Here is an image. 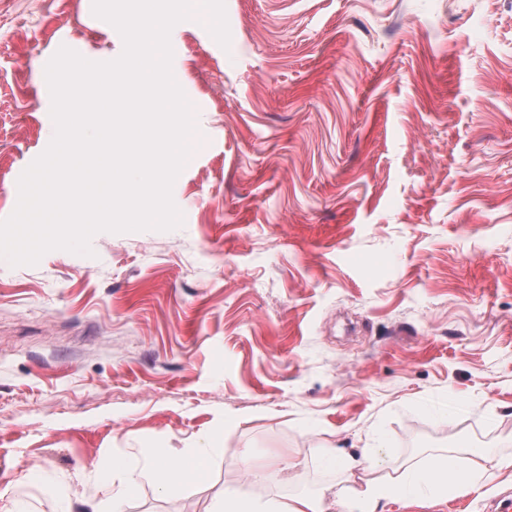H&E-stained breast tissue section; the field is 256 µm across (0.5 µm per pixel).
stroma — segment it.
Instances as JSON below:
<instances>
[{
	"instance_id": "stroma-1",
	"label": "stroma",
	"mask_w": 512,
	"mask_h": 512,
	"mask_svg": "<svg viewBox=\"0 0 512 512\" xmlns=\"http://www.w3.org/2000/svg\"><path fill=\"white\" fill-rule=\"evenodd\" d=\"M226 12L233 53L196 19L170 35L197 125L182 226L0 259V512H97L115 456L140 482L126 512H211L258 494L253 468L264 498L342 512L341 488L475 448L492 479L383 512L512 499V0ZM20 14L26 35L0 24V219L51 141L37 58L123 50L81 0ZM150 448L207 458L167 491L141 477Z\"/></svg>"
}]
</instances>
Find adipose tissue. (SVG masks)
Listing matches in <instances>:
<instances>
[{
    "label": "adipose tissue",
    "mask_w": 512,
    "mask_h": 512,
    "mask_svg": "<svg viewBox=\"0 0 512 512\" xmlns=\"http://www.w3.org/2000/svg\"><path fill=\"white\" fill-rule=\"evenodd\" d=\"M206 450L188 448L182 465H172L167 449L154 448L144 453L141 463L143 476L156 486L173 490L191 482L198 475ZM457 458L446 454L432 457L426 466L415 465L397 480L383 483L368 481L362 489L345 494L343 512H382L385 502L416 497H439L450 492L466 493L475 488L485 474L482 466H474L467 474H459ZM215 512H323L318 500L296 498L288 503L259 498H243L238 491H225L223 503Z\"/></svg>",
    "instance_id": "ef3b65f1"
}]
</instances>
